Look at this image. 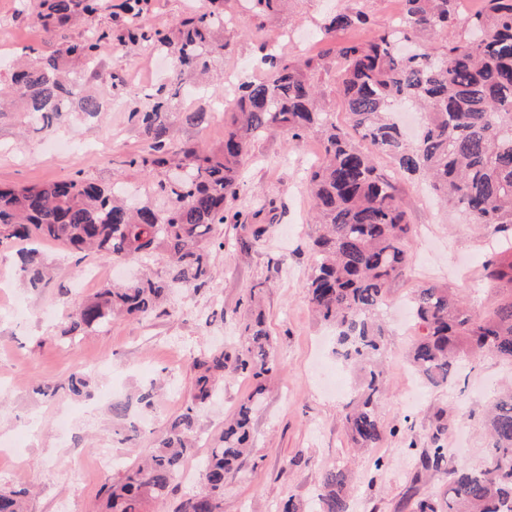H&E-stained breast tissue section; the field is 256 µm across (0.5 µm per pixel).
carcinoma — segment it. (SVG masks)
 Wrapping results in <instances>:
<instances>
[{"mask_svg":"<svg viewBox=\"0 0 512 512\" xmlns=\"http://www.w3.org/2000/svg\"><path fill=\"white\" fill-rule=\"evenodd\" d=\"M400 38L391 28L373 30L366 14L344 7L330 16L324 32L332 37L351 29L366 34L360 42L338 41L326 52L336 68L320 58L293 61L269 52L271 74L263 82L244 81L229 106L224 140L214 147L185 144L170 149L168 112L179 95L182 75L209 72L224 55V0L181 22L177 32L141 23L145 0H123L125 25L117 30L92 28L48 57H35L18 67L4 97L49 124L62 112H99V101L77 93L78 77L66 58L95 65L100 44L164 50L173 62L166 97L132 112L149 138L148 152L127 160L134 166L158 168L176 162L182 175L161 182L157 193L168 200L162 208L132 205L119 187H102L79 176L39 187L0 186V244L29 243L20 253L19 271L36 288L48 269L33 244L60 243L77 255L93 253L112 261H147L163 252L170 261L168 278L141 277L106 285L80 301H66L59 336L74 338L104 326L114 314L135 318L152 315L167 299L169 288L198 290L212 278L211 254L224 249L219 229L241 223L231 211L240 168L253 143L269 131L301 139L320 135L321 161L305 174L314 198L315 223L322 233L313 241V265L305 288L315 315L335 331L334 356L362 375L346 414L348 435L360 451L374 448L384 431L377 417L382 394V362L388 330L381 319L392 282L407 275L411 228L407 211L390 176L375 157L385 156L399 170L423 174L431 190L467 213L473 223L499 234L497 259L483 265L484 277L512 286V0H480L471 12L459 0H401ZM47 26L68 24L99 12L100 0H40ZM464 26L469 35L438 47L426 39ZM325 73L349 116L351 128L367 143L363 148L322 111L315 76ZM393 102L427 111L415 142L406 139L391 116ZM416 338L408 352L414 372L433 388L454 387L461 362L492 354L512 363V292L489 311L468 307L457 291L429 285L411 300ZM244 342L231 350L209 349L193 359V379L182 412L158 438V449L146 461L126 470L106 486L107 512H140L145 502L164 496L195 447L201 408L224 380L242 375L256 387L240 404L200 464L197 492L178 512H222L224 486L251 448L250 423L265 381L278 370L261 313L245 325ZM63 387L76 397L90 395V381L80 372ZM129 403H112V418L126 425ZM488 444L476 468H448L444 426L429 436L430 447L409 442L418 460L408 499L412 512H512V388L499 394L484 419ZM448 479L443 497L416 488L435 475ZM352 470L345 465L324 473L313 496L312 512H353ZM22 488L0 486V512H25Z\"/></svg>","mask_w":512,"mask_h":512,"instance_id":"1","label":"carcinoma"}]
</instances>
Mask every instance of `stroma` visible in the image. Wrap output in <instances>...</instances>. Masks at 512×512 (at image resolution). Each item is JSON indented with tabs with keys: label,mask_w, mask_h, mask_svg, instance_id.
I'll return each mask as SVG.
<instances>
[{
	"label": "stroma",
	"mask_w": 512,
	"mask_h": 512,
	"mask_svg": "<svg viewBox=\"0 0 512 512\" xmlns=\"http://www.w3.org/2000/svg\"><path fill=\"white\" fill-rule=\"evenodd\" d=\"M345 6L362 9L374 27L382 28L400 2L290 0L283 10L259 14L250 0H225V14L235 18L224 30L229 49L215 59L203 96H195L193 81H185L169 117L173 142L219 144L223 121L193 125L186 114L219 107L235 84L266 75L263 47H276L290 59L315 55L327 43L326 17ZM207 7L208 0H149L143 22L171 31ZM85 33L76 23L46 32L29 0H0V87L9 83L13 62L28 51L53 54ZM70 66L89 93L110 102V109L94 116L66 112L48 129L26 112L0 114V185L38 186L78 174L105 186L122 183L139 201L162 206L155 188L170 180L171 172H147L126 160L147 148L131 113L146 104V90L168 82L165 53L104 43L96 70L75 60ZM321 151L316 135L293 140L269 132L256 140L230 203L242 212L245 225H224V248L212 254L211 282L195 291L173 289L163 312L140 320L112 319L71 343L55 337L61 299L86 296L81 277L109 267V260L96 255L80 260L57 243H42L53 277L43 287L27 288L20 281L17 245L0 246V379L5 382L0 485L30 488L26 512H100L101 487L154 451L167 421L181 413L194 356L236 344L257 283L280 368L254 412L252 452L224 487L223 512H278L290 498L307 507L323 473L339 464L355 472L354 512H411L406 499L416 457L408 443L426 447L440 422L446 426L449 467L481 464L487 446L482 411L512 379V365L486 355L468 363L455 389L428 388L409 368L406 353L414 328L401 320L398 308L414 290L430 284L456 288L475 309L494 306L504 291L481 279L494 246L491 228L442 206L416 178L396 176L411 218V265L404 279L391 284L383 310L390 336L378 417L386 436L369 453L357 454L344 423L356 376L336 362L331 331L314 316L304 288L312 266L309 244L318 233L304 175ZM78 370L91 373L90 397L77 400L61 391L47 400L34 394L35 386L59 383ZM116 382L127 395L150 383L156 387L155 405L141 410L143 425L129 441L113 432L108 392ZM253 387L248 377L227 378L198 415L202 439L187 464H197L218 442ZM102 448L112 451L111 469L96 464ZM377 458L383 459L382 468L374 467Z\"/></svg>",
	"instance_id": "35a3bbf8"
}]
</instances>
